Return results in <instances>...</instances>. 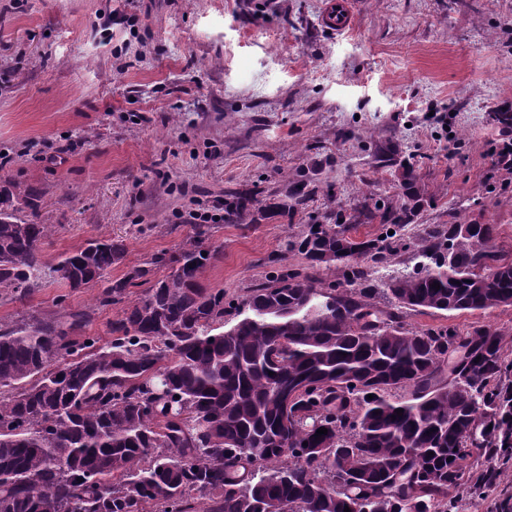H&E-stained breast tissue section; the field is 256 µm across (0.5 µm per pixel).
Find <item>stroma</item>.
Here are the masks:
<instances>
[{
	"label": "stroma",
	"mask_w": 512,
	"mask_h": 512,
	"mask_svg": "<svg viewBox=\"0 0 512 512\" xmlns=\"http://www.w3.org/2000/svg\"><path fill=\"white\" fill-rule=\"evenodd\" d=\"M352 30L321 22L326 0H0V180L36 188L52 225L46 260L92 237L123 239L112 278L204 225L219 257L202 281L226 297L263 282L269 258L310 217L352 215L361 199L400 206L401 168L379 163L391 142L428 200L403 231L409 245L370 267L383 284L418 262L437 224L498 225L512 250V174L491 147L512 109V0H357ZM448 115L447 125L429 118ZM307 174L318 189L295 214L257 224L200 221L225 192L284 200ZM97 288L38 289L0 299V323L89 314L109 339L118 308ZM417 328L500 331L512 350V306L419 314ZM487 495L459 512H512V460Z\"/></svg>",
	"instance_id": "obj_1"
}]
</instances>
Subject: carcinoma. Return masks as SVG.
<instances>
[{
    "mask_svg": "<svg viewBox=\"0 0 512 512\" xmlns=\"http://www.w3.org/2000/svg\"><path fill=\"white\" fill-rule=\"evenodd\" d=\"M400 167L405 203L363 204L355 221L413 222L426 199L413 168ZM313 193L306 175L289 205L230 191L224 223L257 224ZM38 207L37 192L0 188V298L99 285V306L122 308L106 342L81 334L82 311L0 325V512H452L459 487L472 494L496 477L465 462L512 446L502 335L415 330L402 310L512 306V251L497 225L429 229L423 261L380 288L364 261L406 244L354 238L328 213L288 240L305 267H280L226 299L201 281L216 250L200 228L113 280L124 240L91 238L49 262L52 225L19 216ZM331 265L343 281L312 274ZM488 267L494 278H478ZM155 269L165 275L153 281ZM133 288L141 294L127 304ZM319 295L334 296L324 315L310 312ZM397 389L408 398L392 399Z\"/></svg>",
    "mask_w": 512,
    "mask_h": 512,
    "instance_id": "obj_1",
    "label": "carcinoma"
}]
</instances>
